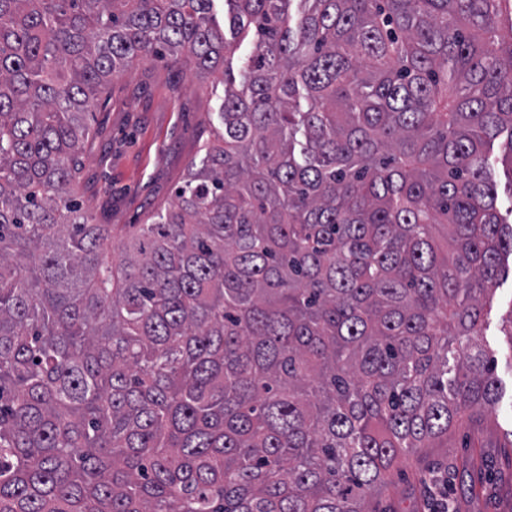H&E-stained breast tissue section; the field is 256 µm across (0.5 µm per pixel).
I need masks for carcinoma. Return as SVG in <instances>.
<instances>
[{"mask_svg":"<svg viewBox=\"0 0 512 512\" xmlns=\"http://www.w3.org/2000/svg\"><path fill=\"white\" fill-rule=\"evenodd\" d=\"M224 2L0 0V512H367L495 403L512 0ZM163 54L222 129L99 224L92 103ZM505 135L498 138L494 143L493 157L497 162L493 167L494 180L497 185V206L503 215L507 216V210L512 206V188L511 179L509 174V166L502 163L504 156V142Z\"/></svg>","mask_w":512,"mask_h":512,"instance_id":"1","label":"carcinoma"}]
</instances>
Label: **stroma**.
<instances>
[{
	"mask_svg": "<svg viewBox=\"0 0 512 512\" xmlns=\"http://www.w3.org/2000/svg\"><path fill=\"white\" fill-rule=\"evenodd\" d=\"M220 79H198L188 57L143 61L113 76L91 107L92 135L80 157L81 199L103 224H145L167 208L217 124ZM512 262L499 270L481 343L498 379L497 400L478 427L480 448L457 434L444 448L399 460L375 495V512H437L449 495L457 512H512V466L504 443L512 433Z\"/></svg>",
	"mask_w": 512,
	"mask_h": 512,
	"instance_id": "35a3bbf8",
	"label": "stroma"
}]
</instances>
